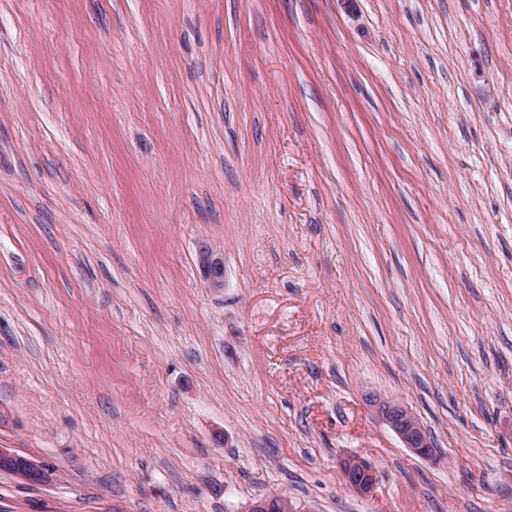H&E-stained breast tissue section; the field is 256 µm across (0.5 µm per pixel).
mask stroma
<instances>
[{"mask_svg": "<svg viewBox=\"0 0 512 512\" xmlns=\"http://www.w3.org/2000/svg\"><path fill=\"white\" fill-rule=\"evenodd\" d=\"M0 447V512H512V0H0ZM198 266L202 277L211 287H223L224 261L219 253L209 246H202L198 253ZM373 407L378 419L399 436L404 448L422 459L433 456V444L429 434L407 408L395 402L380 400H374ZM0 473L15 476L30 484H42L49 480L48 471L17 455L11 448H0ZM344 484L351 492L368 497L377 481L376 470L371 463L358 456H349L340 461Z\"/></svg>", "mask_w": 512, "mask_h": 512, "instance_id": "obj_1", "label": "stroma"}]
</instances>
